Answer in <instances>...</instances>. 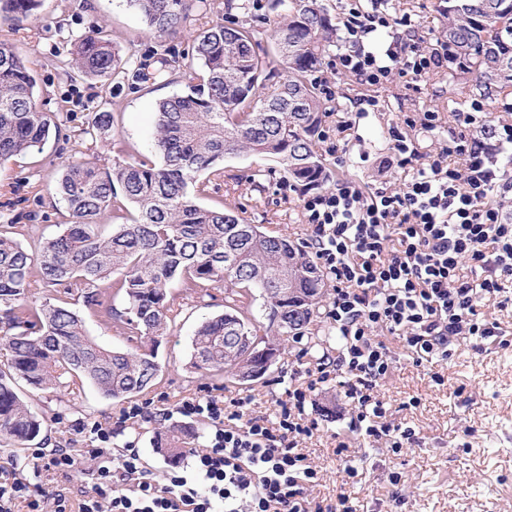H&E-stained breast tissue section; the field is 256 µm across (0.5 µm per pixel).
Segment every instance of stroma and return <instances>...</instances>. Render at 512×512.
Instances as JSON below:
<instances>
[{"instance_id":"1","label":"stroma","mask_w":512,"mask_h":512,"mask_svg":"<svg viewBox=\"0 0 512 512\" xmlns=\"http://www.w3.org/2000/svg\"><path fill=\"white\" fill-rule=\"evenodd\" d=\"M224 3L189 0L187 18L176 33L165 35L149 27L131 0H42L38 12L21 22L0 19V39L22 53L36 79L40 110L63 131L62 138H49L40 148L0 164V224L15 219L32 223V231L20 239L25 248L56 235L68 220L52 192L66 163L87 160L109 169L119 160L154 158L157 103L188 92L185 82L164 75L165 62L190 54L197 35L216 21L230 17L266 30L288 12L275 0L232 11ZM98 29L109 35L121 57L118 75L104 81L83 77L72 64L75 43ZM449 89L444 69L423 77L414 90L394 79L379 92V110L357 118L344 144L343 166L326 156V170L336 179L347 176L369 185L384 181L381 166L390 154L389 127L428 107L456 111ZM103 111L112 115L111 137L93 140L82 135L94 114ZM223 167L224 179L211 187L205 204L224 203L261 230L306 242L300 192L286 185L279 160L242 152L226 156ZM260 170L266 178L258 190L251 176ZM227 290L220 285L198 300L172 285L177 317L155 347L160 372L145 393L113 400L88 384L42 392L16 380L17 391L42 419L43 429L35 440L18 447L0 437V448L10 449L9 459L26 477L30 494L52 482L75 492L90 489L94 477L89 466L65 477L33 472L28 458L37 448H69L80 454L98 447V427L110 434L107 446L113 460H120L127 444H134L143 452L145 468L160 479L170 466L153 445L157 422H186L204 437L210 432L206 419L183 412L184 401L249 395L254 414L274 415L294 367L295 343L277 355L263 379L249 385L202 375L190 366L191 337L199 324L223 313ZM387 345L395 357L394 370L378 393L391 412V423L416 428L420 440L398 454L365 447L350 427L341 387L333 381L318 385L313 403L319 429L303 445L322 475L315 496L332 503L339 493H347L357 512H512V344L506 348L491 338L465 342L448 363L418 367L398 340L388 339ZM437 374L443 384L434 382ZM413 397L419 400L414 407L408 404ZM136 405L147 406L146 417L124 420V411ZM342 440L350 443L345 455L336 451ZM349 458L357 461L360 475L346 481L341 470ZM394 472L402 476L396 487L388 482Z\"/></svg>"}]
</instances>
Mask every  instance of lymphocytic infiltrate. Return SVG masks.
I'll use <instances>...</instances> for the list:
<instances>
[{
    "instance_id": "obj_1",
    "label": "lymphocytic infiltrate",
    "mask_w": 512,
    "mask_h": 512,
    "mask_svg": "<svg viewBox=\"0 0 512 512\" xmlns=\"http://www.w3.org/2000/svg\"><path fill=\"white\" fill-rule=\"evenodd\" d=\"M419 29L411 17L390 14L387 0H347L345 49L335 66L358 86L357 114L378 109L376 92L393 77L411 87L447 67L446 47ZM378 31L390 38L381 56L364 47ZM438 121L429 109L389 128L388 166L401 173L399 184L367 188L343 177L330 190L301 195L307 244L334 283L326 317L336 347L317 357L316 382L286 389L276 424L246 417L243 397L227 407L212 397L192 400L184 409L209 420V444L192 451L191 466L160 481L146 473L135 447L117 463L106 448L81 457L35 449L34 470L66 475L87 463L95 482L76 500L70 489H45L27 500L29 512H354L345 494L332 504L317 500L318 472L298 450L318 428L307 413L317 382L333 379L343 388L351 422L369 445L396 453L414 447L415 430L388 424L378 395L393 369L380 333L399 339L414 364H437L461 341L500 336L499 323L481 309L512 303V168L499 161L512 152V122L493 119L482 100H472L455 113L448 143L424 153L406 130L430 132Z\"/></svg>"
}]
</instances>
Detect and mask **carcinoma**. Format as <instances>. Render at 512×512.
I'll list each match as a JSON object with an SVG mask.
<instances>
[{
	"label": "carcinoma",
	"instance_id": "obj_1",
	"mask_svg": "<svg viewBox=\"0 0 512 512\" xmlns=\"http://www.w3.org/2000/svg\"><path fill=\"white\" fill-rule=\"evenodd\" d=\"M41 0H0V18L20 22ZM149 26L169 34L186 18V0H131ZM445 19L440 42L448 47L452 89L460 104L477 93L493 100L512 97V0H437ZM254 26L213 24L200 33L191 58L165 62L168 75L191 93L157 103L153 146L159 162L139 159L101 169L88 162L65 166L53 191L64 204L66 230L42 243L40 279L48 298L28 304L32 256L17 236L27 225L0 229V325L8 368L36 390L89 383L121 400L154 386L159 366L143 343L164 336L177 312L168 288L178 280L189 295L228 282L237 290L226 311L204 321L192 340L191 367L231 380L267 371L278 348L268 340L279 323L290 336H304L324 297L323 279L308 251L249 224L224 205L200 199L224 178L220 161L249 151L280 160L292 186L328 189L332 177L315 150L323 117L334 97L315 73L337 46L336 24L322 0H290L288 18L275 23L276 54L262 48ZM77 70L106 79L117 73L118 50L96 33L79 39ZM36 80L15 46L0 41V163L38 148L51 126L36 101ZM112 130V113L101 112L83 129L91 138ZM130 206L134 216L102 235L99 220ZM236 255L225 266L224 256ZM297 269L293 280L279 273ZM263 299L267 321L251 312L252 290ZM121 292L119 311L108 302ZM79 296L98 320L111 325L135 350L103 345L88 335L71 307ZM42 420L0 373V434L17 443L42 431ZM199 438L197 429L171 422L157 434L160 453L183 459Z\"/></svg>",
	"mask_w": 512,
	"mask_h": 512
}]
</instances>
